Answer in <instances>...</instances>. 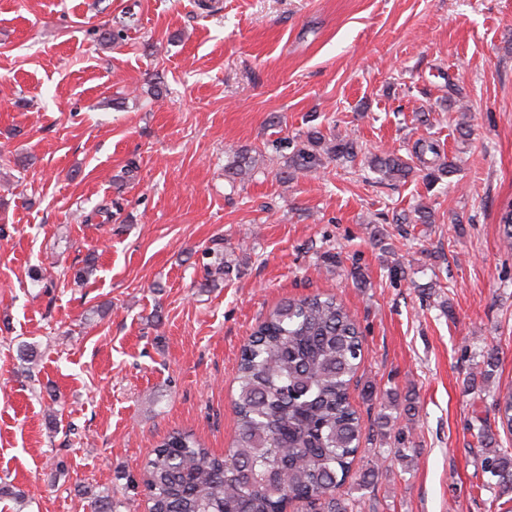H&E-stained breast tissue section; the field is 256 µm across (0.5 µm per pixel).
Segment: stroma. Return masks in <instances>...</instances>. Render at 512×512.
I'll list each match as a JSON object with an SVG mask.
<instances>
[{
	"label": "stroma",
	"mask_w": 512,
	"mask_h": 512,
	"mask_svg": "<svg viewBox=\"0 0 512 512\" xmlns=\"http://www.w3.org/2000/svg\"><path fill=\"white\" fill-rule=\"evenodd\" d=\"M212 4L0 0V486L22 493L0 506L89 512L107 490L148 512L151 450L181 430L224 454L243 345L271 308L320 293L360 324L364 425L387 392L415 405L403 439L364 434L345 496L499 512L477 433L512 446L495 408L512 387V0ZM128 13L126 40L101 46ZM314 124L372 153L434 139L458 171L430 187L332 162L282 184L283 140ZM238 149L257 158L243 183L224 174ZM105 200L111 218L85 223ZM419 203L433 223H414Z\"/></svg>",
	"instance_id": "1"
}]
</instances>
